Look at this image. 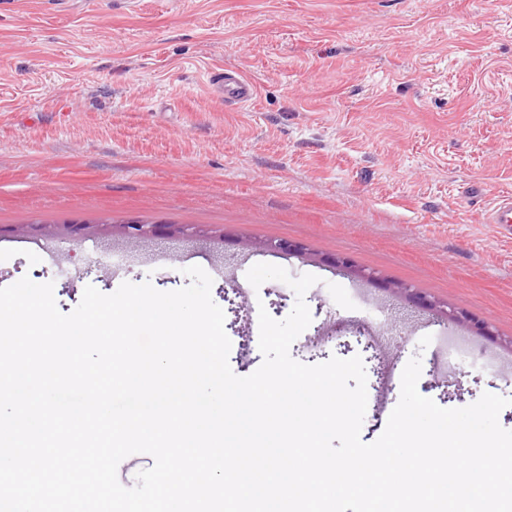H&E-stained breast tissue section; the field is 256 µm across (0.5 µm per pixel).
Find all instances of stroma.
<instances>
[{
  "label": "stroma",
  "instance_id": "35a3bbf8",
  "mask_svg": "<svg viewBox=\"0 0 512 512\" xmlns=\"http://www.w3.org/2000/svg\"><path fill=\"white\" fill-rule=\"evenodd\" d=\"M216 67L254 84L250 104L211 93ZM473 185L512 195V0H0V288L39 276L68 313L87 285L171 291L201 266L247 376L263 360L259 308L281 320L296 301L248 270L315 275L306 335L358 355L368 328L389 379L367 376L364 442L417 355L418 391L441 407L512 397V227L461 204ZM130 220L163 231L132 244ZM279 239L305 254L264 250ZM337 256L351 270L330 268ZM452 342L478 364L449 361Z\"/></svg>",
  "mask_w": 512,
  "mask_h": 512
}]
</instances>
